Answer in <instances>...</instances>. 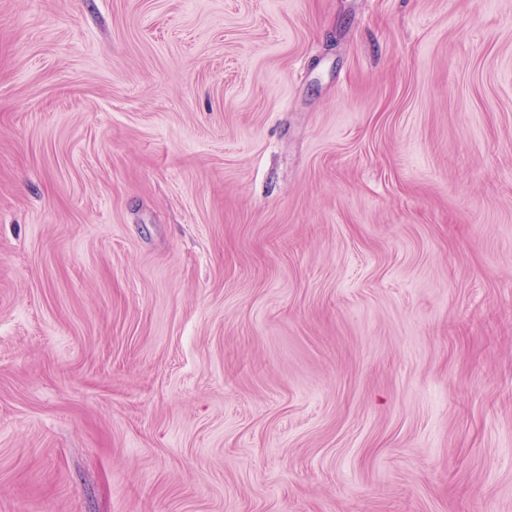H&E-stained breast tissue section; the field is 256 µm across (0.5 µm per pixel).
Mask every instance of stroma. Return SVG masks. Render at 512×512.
Returning <instances> with one entry per match:
<instances>
[{
    "mask_svg": "<svg viewBox=\"0 0 512 512\" xmlns=\"http://www.w3.org/2000/svg\"><path fill=\"white\" fill-rule=\"evenodd\" d=\"M0 512H512V0H0Z\"/></svg>",
    "mask_w": 512,
    "mask_h": 512,
    "instance_id": "1",
    "label": "stroma"
}]
</instances>
